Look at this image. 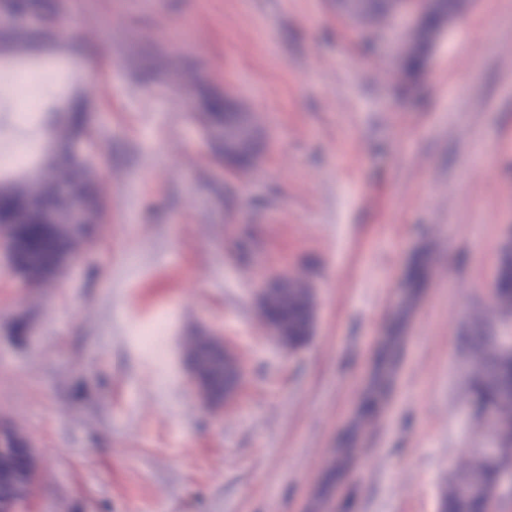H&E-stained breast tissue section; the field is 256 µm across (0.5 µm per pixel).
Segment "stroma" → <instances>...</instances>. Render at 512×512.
<instances>
[{
    "mask_svg": "<svg viewBox=\"0 0 512 512\" xmlns=\"http://www.w3.org/2000/svg\"><path fill=\"white\" fill-rule=\"evenodd\" d=\"M62 3L83 53L30 62L54 72L45 104H90L106 217L52 283L0 266V421L39 456L31 512H442L455 460L493 442L467 331L512 335L488 294L512 231V0H473L411 78L331 0ZM224 92L263 117L243 175L194 118ZM294 272L315 319L286 349L258 298ZM207 333L244 370L219 408L186 359ZM399 346L396 342L395 336H390L388 341L383 345L381 349V363L382 366L374 379L369 401L376 403L381 400L390 386L389 370L395 364L399 357Z\"/></svg>",
    "mask_w": 512,
    "mask_h": 512,
    "instance_id": "35a3bbf8",
    "label": "stroma"
}]
</instances>
